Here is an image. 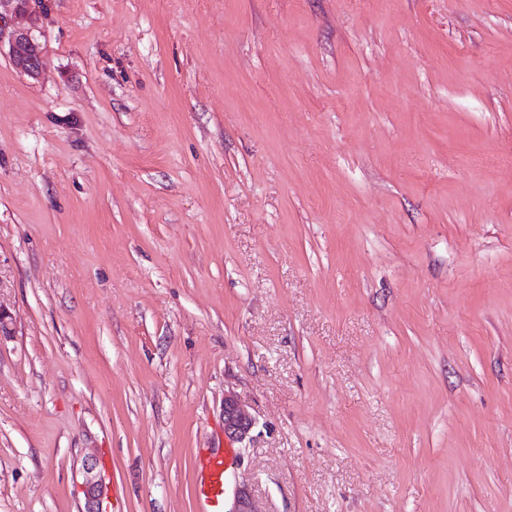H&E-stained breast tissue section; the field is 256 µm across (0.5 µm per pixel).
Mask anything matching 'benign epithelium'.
<instances>
[{"mask_svg":"<svg viewBox=\"0 0 512 512\" xmlns=\"http://www.w3.org/2000/svg\"><path fill=\"white\" fill-rule=\"evenodd\" d=\"M36 2L38 0H0V55L6 54L11 64L29 77L37 76L45 63ZM253 425L245 406L232 395L224 396V436L242 440ZM81 487L84 497L81 512H105L106 485L94 458L89 457L82 464ZM229 512L261 510L248 492L241 491Z\"/></svg>","mask_w":512,"mask_h":512,"instance_id":"obj_1","label":"benign epithelium"}]
</instances>
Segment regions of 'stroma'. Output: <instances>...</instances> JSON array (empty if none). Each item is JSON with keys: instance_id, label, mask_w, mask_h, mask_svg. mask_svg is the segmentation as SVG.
<instances>
[{"instance_id": "35a3bbf8", "label": "stroma", "mask_w": 512, "mask_h": 512, "mask_svg": "<svg viewBox=\"0 0 512 512\" xmlns=\"http://www.w3.org/2000/svg\"><path fill=\"white\" fill-rule=\"evenodd\" d=\"M0 56V512H512V0H43ZM247 406L224 435V396ZM38 0H0V56L4 53L11 64L21 73L35 77L44 68L45 54L41 41L40 16L35 7ZM23 18V26H10L7 16ZM35 45L38 52L27 56L23 48ZM253 419L234 396H224V435L229 439L242 440L251 431ZM230 462L229 451L211 452L201 459L197 496L205 504L203 512H223L225 470ZM82 494L84 507L81 512H106L104 500L107 498L106 485L98 462L95 458H87L82 464Z\"/></svg>"}]
</instances>
